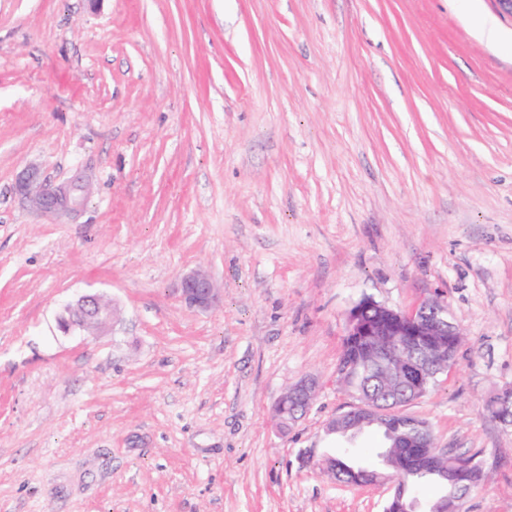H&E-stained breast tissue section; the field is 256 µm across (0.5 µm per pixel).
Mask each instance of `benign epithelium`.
<instances>
[{
    "mask_svg": "<svg viewBox=\"0 0 512 512\" xmlns=\"http://www.w3.org/2000/svg\"><path fill=\"white\" fill-rule=\"evenodd\" d=\"M89 191V183L83 180L52 184L35 164L23 167L12 185L13 194L29 209L43 216L77 214ZM177 294L187 307L200 311L216 307L222 297L220 288L203 270L183 274ZM115 316L116 308L110 299L100 294H88L67 305L59 326L65 333L73 329L93 333L105 328ZM346 335L355 337L361 349L369 355L374 371L385 375L394 365H399L397 378L401 386L421 397L438 375L454 365L458 345L448 342V337L459 335V330L448 318L447 307L438 302L424 301L413 310L403 312L364 298L347 315ZM316 388V381L307 379L280 395L275 405V418L281 429H288L307 413ZM396 412L395 408L382 409L370 401L359 402L354 409L328 420L325 430L348 434L354 426L377 422L392 431L398 427ZM408 443L414 449L415 465L437 474L443 484L455 486L466 478L471 463L461 458L453 467H448L443 462L448 449L436 445L431 428H426L425 436L410 439ZM401 479L402 469L390 463L386 471L378 477L368 478L367 483L387 484L393 490L401 484Z\"/></svg>",
    "mask_w": 512,
    "mask_h": 512,
    "instance_id": "obj_1",
    "label": "benign epithelium"
}]
</instances>
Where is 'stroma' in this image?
Returning <instances> with one entry per match:
<instances>
[{
  "mask_svg": "<svg viewBox=\"0 0 512 512\" xmlns=\"http://www.w3.org/2000/svg\"><path fill=\"white\" fill-rule=\"evenodd\" d=\"M493 23L484 42L477 21ZM39 166L93 194L42 217ZM207 269L224 299H178ZM100 293L121 321L63 333ZM447 305L407 406L512 512V19L491 0H0V512H383L303 463L363 298ZM313 406L280 430L282 391ZM88 182L78 180L56 185L46 180L37 165L23 167L15 176L12 192L29 209L43 216H70L84 206ZM317 383L313 379H307L298 384L288 387L278 398L275 405V418L278 426L282 430L288 428L299 421L309 410L316 393ZM291 402L296 406L293 418L289 421L284 420L279 413L280 407L286 402Z\"/></svg>",
  "mask_w": 512,
  "mask_h": 512,
  "instance_id": "35a3bbf8",
  "label": "stroma"
}]
</instances>
